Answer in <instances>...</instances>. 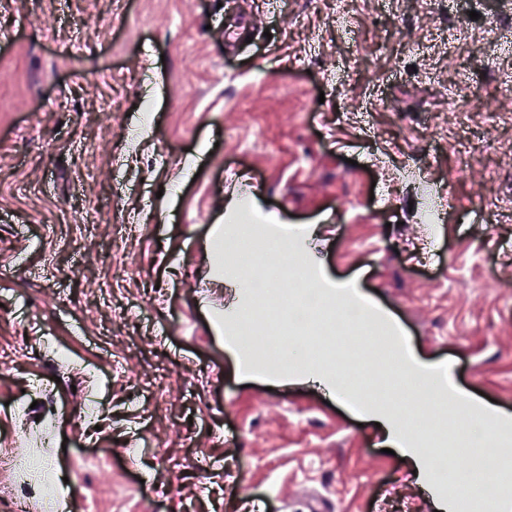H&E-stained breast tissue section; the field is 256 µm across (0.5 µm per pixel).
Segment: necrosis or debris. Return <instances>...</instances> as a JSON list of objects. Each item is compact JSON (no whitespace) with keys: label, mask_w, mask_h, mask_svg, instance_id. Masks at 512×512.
Returning <instances> with one entry per match:
<instances>
[{"label":"necrosis or debris","mask_w":512,"mask_h":512,"mask_svg":"<svg viewBox=\"0 0 512 512\" xmlns=\"http://www.w3.org/2000/svg\"><path fill=\"white\" fill-rule=\"evenodd\" d=\"M229 253L231 264L241 273L249 275L260 270L255 278L256 289L251 303L237 313L241 342L264 354L271 363H279L285 356L291 338H298L308 358L332 353L336 365L351 371L358 370L368 351L381 353L392 366L400 360L394 354L386 327L377 325L359 326L355 313H340L322 302L308 286L302 264L286 263L279 254L264 225L249 222L237 225L231 237ZM280 279L283 287L276 295L263 289L264 279ZM362 389L372 399L382 400L389 390L400 396L399 409L408 419L416 433H428L427 416L447 408L448 398L434 393L422 380L395 381L394 385L378 384L376 379L363 381ZM455 425L468 438L465 463L456 473H449L448 460L436 454L433 464L440 477H452L460 501L475 496H488L489 484L485 479L493 460L484 446V428L466 411H458Z\"/></svg>","instance_id":"1"}]
</instances>
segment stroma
Returning a JSON list of instances; mask_svg holds the SVG:
<instances>
[{
	"label": "stroma",
	"instance_id": "35a3bbf8",
	"mask_svg": "<svg viewBox=\"0 0 512 512\" xmlns=\"http://www.w3.org/2000/svg\"><path fill=\"white\" fill-rule=\"evenodd\" d=\"M512 0H0V499L47 453L78 512H434L309 380L239 375L215 226L307 230L417 354L512 416ZM481 35L462 48L442 16ZM251 40L224 47L225 23ZM99 76L95 90L75 73ZM473 148L469 176L450 180ZM501 196L491 221L479 199ZM95 208L92 234L76 213ZM111 302H100L101 281ZM95 423L80 418L88 400ZM448 96L456 102L454 117L455 124L459 128L470 122L473 112H482L490 122H497L504 116L489 101L470 99L454 92H449Z\"/></svg>",
	"mask_w": 512,
	"mask_h": 512
}]
</instances>
